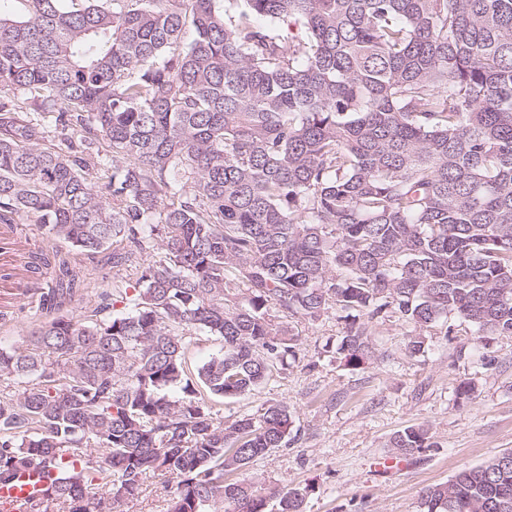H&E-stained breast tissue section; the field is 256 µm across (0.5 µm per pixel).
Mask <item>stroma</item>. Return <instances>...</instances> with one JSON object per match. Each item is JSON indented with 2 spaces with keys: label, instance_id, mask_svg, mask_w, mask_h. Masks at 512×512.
<instances>
[{
  "label": "stroma",
  "instance_id": "obj_1",
  "mask_svg": "<svg viewBox=\"0 0 512 512\" xmlns=\"http://www.w3.org/2000/svg\"><path fill=\"white\" fill-rule=\"evenodd\" d=\"M300 337L299 358L280 378L229 403L215 404L225 420L273 402L287 404L294 423L287 446L250 468V476L280 491L312 483L310 512H417L421 491L448 481L464 466L512 450V338L492 343L495 365L475 366L470 327L452 320L453 340L433 336L430 350L408 356L407 327L398 319L373 324L372 339L384 361L351 370L324 352L339 347L343 325L335 313L319 321L291 319ZM469 377L475 393L456 406L453 387ZM430 429L437 445L389 471L395 432Z\"/></svg>",
  "mask_w": 512,
  "mask_h": 512
}]
</instances>
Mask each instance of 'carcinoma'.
<instances>
[{"mask_svg": "<svg viewBox=\"0 0 512 512\" xmlns=\"http://www.w3.org/2000/svg\"><path fill=\"white\" fill-rule=\"evenodd\" d=\"M19 2L0 224L67 246L27 255L58 315L0 348V484L58 471L26 512H117L156 472L166 512H307L313 485L226 480L288 443V406L213 411L296 358L285 318L340 312L352 370L393 317L412 356L451 317L512 337V0ZM190 330L222 342L194 372ZM418 512H512V451Z\"/></svg>", "mask_w": 512, "mask_h": 512, "instance_id": "cac0c4a2", "label": "carcinoma"}]
</instances>
